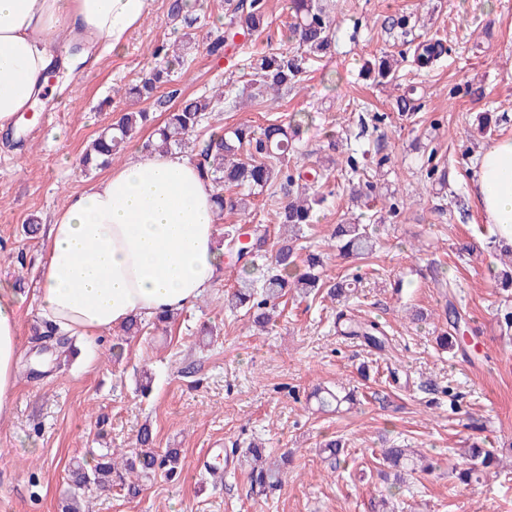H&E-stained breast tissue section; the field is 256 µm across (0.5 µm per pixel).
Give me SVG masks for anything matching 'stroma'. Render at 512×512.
<instances>
[{
	"label": "stroma",
	"mask_w": 512,
	"mask_h": 512,
	"mask_svg": "<svg viewBox=\"0 0 512 512\" xmlns=\"http://www.w3.org/2000/svg\"><path fill=\"white\" fill-rule=\"evenodd\" d=\"M326 2L338 8L335 52L308 61L277 109L249 102L210 114L204 127H261L288 122L297 112L312 116L291 165L310 167L328 156L336 163L323 186L327 201L299 244L321 255L326 279L358 278L355 291L339 305L285 296L277 321L261 332L243 311L225 306L236 278L228 269L163 327L150 325L134 336L117 328L89 346L77 338L63 359L37 340L42 319L35 303L25 301L14 412L0 422V512H61L72 462L105 448L134 447L145 425L157 450L179 449L181 473H158L134 498L112 486L93 494L84 512H375L387 493L396 512H512V331L498 325L512 313V291L497 281L504 251L473 201L480 151L512 137V0ZM167 11L168 0H152L149 17L121 53L81 65L79 78L42 100L32 119L0 132L1 283L21 274L26 292L36 288L45 242L26 237L23 227L32 219L49 223L66 195L100 178L97 170L82 173L76 160L119 112L134 109L114 90L154 66L152 45L190 38L187 63L177 73L186 97L220 82L242 84L253 53L292 48L283 36L288 0H267L266 29L222 58L208 56L206 44L222 32L224 0H201L202 20L187 33L170 23ZM409 13L425 33L446 37L450 51L429 71L407 59L394 80L375 83L361 68L402 50L389 22ZM457 86L473 92L454 94ZM407 93L413 108L402 113L395 99ZM376 112L385 114L384 125L365 128ZM484 112L499 120L490 136L478 128ZM351 155L363 157L367 174H381L389 198L351 199V187L365 182L348 166ZM431 159L445 167V186L427 180ZM283 199V190L272 187L252 199L247 214L225 215L223 224L276 235ZM348 222L374 227L371 257L338 256L330 236ZM466 242L476 250L462 251ZM450 304L474 347H440ZM416 309L424 320H411ZM340 310L381 322L384 349L344 336L336 322ZM146 372L152 390L145 397L139 386ZM319 385L356 391V405L317 412L312 392ZM332 437L347 449L337 469L320 448ZM475 442L498 449L500 464L497 474L467 483L455 471L465 465L461 449ZM252 443L291 457L275 492L250 481L243 458ZM393 446L419 450L432 471L388 488L377 475L376 452ZM230 452L232 469L198 466Z\"/></svg>",
	"instance_id": "1"
}]
</instances>
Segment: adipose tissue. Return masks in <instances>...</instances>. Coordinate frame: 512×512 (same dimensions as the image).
<instances>
[{"label":"adipose tissue","instance_id":"ef3b65f1","mask_svg":"<svg viewBox=\"0 0 512 512\" xmlns=\"http://www.w3.org/2000/svg\"><path fill=\"white\" fill-rule=\"evenodd\" d=\"M149 12L150 0H0V131L34 110L48 71L73 45L84 58L100 44L120 52ZM474 201L512 245V138L479 155ZM218 224L200 161L176 150L135 153L67 195L44 226L33 300L59 331L86 337L192 306L224 266ZM22 303L0 285V421L17 390Z\"/></svg>","mask_w":512,"mask_h":512}]
</instances>
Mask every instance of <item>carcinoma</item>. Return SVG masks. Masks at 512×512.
<instances>
[{"mask_svg":"<svg viewBox=\"0 0 512 512\" xmlns=\"http://www.w3.org/2000/svg\"><path fill=\"white\" fill-rule=\"evenodd\" d=\"M199 0H171L170 18L186 28L193 27ZM290 21L284 25L285 39L296 45L294 52H262L249 66L250 79L240 89L225 90L219 86L211 95L184 97L178 104L177 90L168 95H157V89L172 82L176 67L184 63V55L176 43L161 45L151 51L160 62L139 82L126 88L127 98L150 101L152 106L165 114L163 124L155 129L154 137L145 149L167 150L171 147L185 149L194 145L199 152L203 176L214 189V203L219 212L231 214L246 212L250 198L263 194L275 182L287 188V200L281 202L278 217L277 241L267 257L266 274L258 280L247 276V270L255 260L246 257L237 240L242 229L234 228L224 234L228 258L240 266L237 284L227 293L230 309L244 308L252 323L265 327L273 321L277 301L294 292L299 296L322 295L338 302L348 296L350 284L325 281L319 268V255L309 253L300 258L295 243L304 237V227L313 222L314 216L325 202L319 191H309L310 183L328 178L329 167L304 171L288 167L290 152L294 151L296 138L304 119L291 118L288 124L270 123L260 130L242 124L224 130L221 138H209L192 143L191 138L200 132L209 114L219 111L224 103L233 106L246 98L257 102L275 103L280 95L293 89L301 81L306 61L322 58L336 47L333 38V20L323 0H289ZM228 21L224 33L208 43L207 52L220 58L235 44V37L252 36L267 25L266 0H227ZM391 27L401 30L407 38L405 44L413 46V62L426 69L448 53L446 40L431 36L419 40L412 38L410 19L403 15L391 19ZM150 121V113L144 109L126 111L92 140L79 157L84 171L102 169L119 159L127 141ZM336 250L343 258L364 259L375 250L373 229L367 224H338L334 233ZM348 335L363 339L369 345L380 348L385 344V334L374 321L357 322L348 319ZM353 400V394L339 390L322 389L317 394L318 409L324 412L339 410ZM138 447L121 455L116 461L108 448L99 453L93 462H77L71 467L68 488L65 493L63 512H79L80 502L91 492L106 491L112 487V477H118L128 493L139 494L145 482L162 470L173 476L180 468V452L171 448L165 454L155 452L150 428L138 434ZM251 460L250 479L254 484L268 489L281 486L286 474L288 454L272 460L264 457V449L251 448L246 452ZM467 467L460 470L463 481H480L496 462V449L474 446L468 449ZM378 473L386 477L387 470L394 471L395 481L402 482L404 475L417 470L427 472L431 466L415 456L408 448H384Z\"/></svg>","mask_w":512,"mask_h":512,"instance_id":"cac0c4a2","label":"carcinoma"}]
</instances>
